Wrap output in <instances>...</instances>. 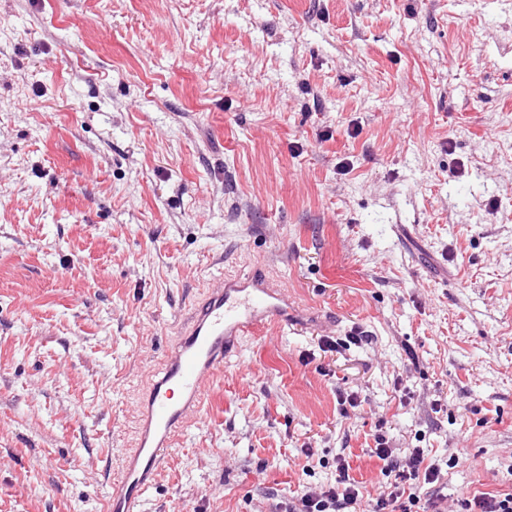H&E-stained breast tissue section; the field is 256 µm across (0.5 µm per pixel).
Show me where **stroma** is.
I'll list each match as a JSON object with an SVG mask.
<instances>
[{
	"mask_svg": "<svg viewBox=\"0 0 512 512\" xmlns=\"http://www.w3.org/2000/svg\"><path fill=\"white\" fill-rule=\"evenodd\" d=\"M511 144L512 0H0V512H105L179 326L258 265L292 322L142 512H272L341 456L371 499L377 433L443 512L512 493Z\"/></svg>",
	"mask_w": 512,
	"mask_h": 512,
	"instance_id": "35a3bbf8",
	"label": "stroma"
}]
</instances>
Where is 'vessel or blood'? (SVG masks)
Masks as SVG:
<instances>
[{
  "mask_svg": "<svg viewBox=\"0 0 512 512\" xmlns=\"http://www.w3.org/2000/svg\"><path fill=\"white\" fill-rule=\"evenodd\" d=\"M288 294L263 268L225 275L184 323L142 395L136 445L111 482L106 512H140L181 434L199 418L205 389L236 337L287 324Z\"/></svg>",
  "mask_w": 512,
  "mask_h": 512,
  "instance_id": "1",
  "label": "vessel or blood"
}]
</instances>
